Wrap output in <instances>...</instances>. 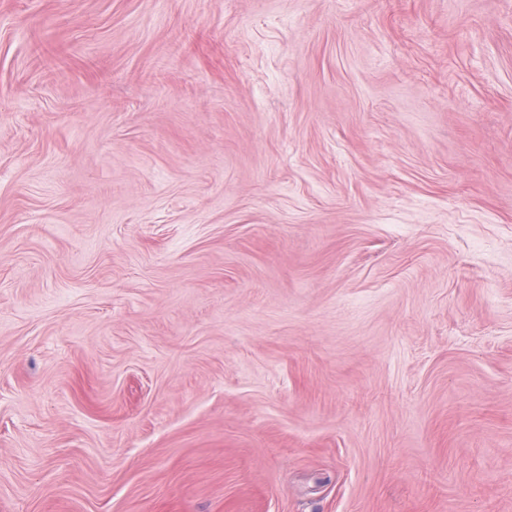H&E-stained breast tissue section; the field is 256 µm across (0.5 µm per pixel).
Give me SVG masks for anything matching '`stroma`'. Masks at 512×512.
<instances>
[{
    "label": "stroma",
    "mask_w": 512,
    "mask_h": 512,
    "mask_svg": "<svg viewBox=\"0 0 512 512\" xmlns=\"http://www.w3.org/2000/svg\"><path fill=\"white\" fill-rule=\"evenodd\" d=\"M0 512H512V0H0Z\"/></svg>",
    "instance_id": "1"
}]
</instances>
